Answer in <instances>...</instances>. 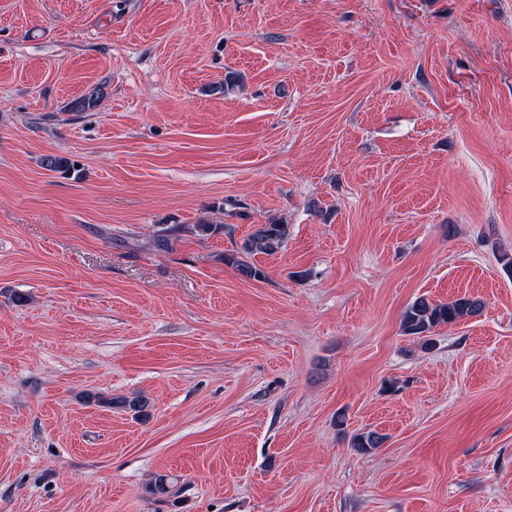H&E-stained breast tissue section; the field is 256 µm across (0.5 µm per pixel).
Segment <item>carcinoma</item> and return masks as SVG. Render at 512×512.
Listing matches in <instances>:
<instances>
[{
	"label": "carcinoma",
	"mask_w": 512,
	"mask_h": 512,
	"mask_svg": "<svg viewBox=\"0 0 512 512\" xmlns=\"http://www.w3.org/2000/svg\"><path fill=\"white\" fill-rule=\"evenodd\" d=\"M100 102V93L93 91L71 101V112H94ZM288 239V225L281 223L257 224L255 230L244 239L236 253L224 256V263L235 267L243 276L258 279L264 276L262 269L247 261L255 254L274 255L278 253ZM484 303L475 297H458L448 303L433 304L425 298H418L403 311L401 330L404 335L412 336L428 346L434 329L444 324H453L465 317L478 315ZM95 403L120 408L133 413L136 418L148 415L150 401L139 394L133 396L105 397L92 396ZM386 436L376 431L358 432L351 437V447L361 452H372L381 447ZM178 479L163 473H156L145 485V493L154 500H161L177 495Z\"/></svg>",
	"instance_id": "carcinoma-1"
}]
</instances>
